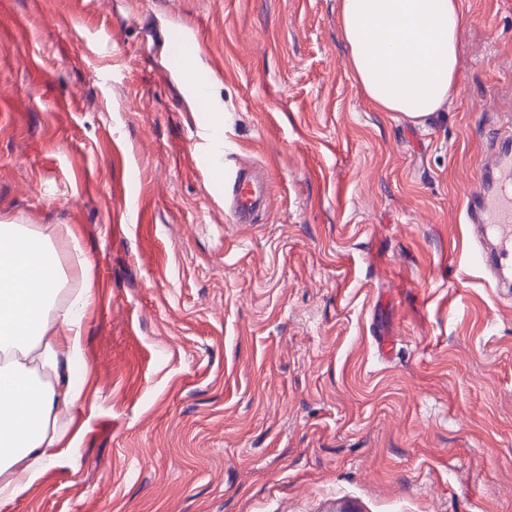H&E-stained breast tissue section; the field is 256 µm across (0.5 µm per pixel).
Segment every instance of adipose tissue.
<instances>
[{
	"label": "adipose tissue",
	"mask_w": 512,
	"mask_h": 512,
	"mask_svg": "<svg viewBox=\"0 0 512 512\" xmlns=\"http://www.w3.org/2000/svg\"><path fill=\"white\" fill-rule=\"evenodd\" d=\"M347 65L367 100L421 124L449 101L457 81L461 0H340ZM64 253L51 236L0 221V501L25 494L55 462L62 412L82 388L69 373L81 356L93 299L92 264L76 259L77 290L64 293Z\"/></svg>",
	"instance_id": "adipose-tissue-1"
}]
</instances>
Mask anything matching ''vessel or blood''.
I'll return each mask as SVG.
<instances>
[{"mask_svg":"<svg viewBox=\"0 0 512 512\" xmlns=\"http://www.w3.org/2000/svg\"><path fill=\"white\" fill-rule=\"evenodd\" d=\"M202 162L220 198L237 224L252 223L265 209L267 186L248 170L227 171L224 166V133L202 125ZM466 217L473 231L469 246L472 261L488 284L512 285V132L494 137L480 158L473 184L466 194Z\"/></svg>","mask_w":512,"mask_h":512,"instance_id":"vessel-or-blood-1","label":"vessel or blood"}]
</instances>
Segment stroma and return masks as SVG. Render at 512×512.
<instances>
[{
  "label": "stroma",
  "instance_id": "1",
  "mask_svg": "<svg viewBox=\"0 0 512 512\" xmlns=\"http://www.w3.org/2000/svg\"><path fill=\"white\" fill-rule=\"evenodd\" d=\"M462 6L421 127L365 99L339 0H0V220L69 226L94 282L64 448L0 512H512V291L463 204L512 118V0ZM205 122L268 184L254 223ZM198 138L203 145L202 162L213 184L219 188L218 198L224 200L236 224H251L267 203L266 183L247 169L228 172L224 167V132L209 124L199 127Z\"/></svg>",
  "mask_w": 512,
  "mask_h": 512
}]
</instances>
